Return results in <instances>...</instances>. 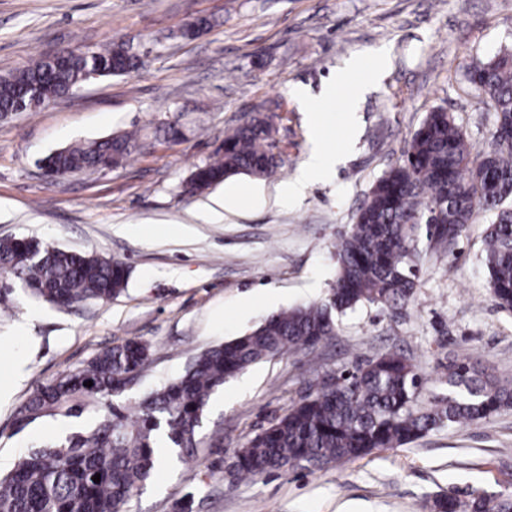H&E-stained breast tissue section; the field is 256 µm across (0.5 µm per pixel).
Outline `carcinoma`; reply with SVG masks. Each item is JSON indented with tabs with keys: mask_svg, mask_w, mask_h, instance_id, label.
<instances>
[{
	"mask_svg": "<svg viewBox=\"0 0 512 512\" xmlns=\"http://www.w3.org/2000/svg\"><path fill=\"white\" fill-rule=\"evenodd\" d=\"M137 68L119 45L89 57L52 65L43 57L0 77V110L31 111L68 94L83 72L121 75ZM471 87L494 104L495 146L472 154L454 117L428 112L406 141L400 160L372 184L354 224L335 245L336 278L324 303L296 306L268 317L229 342L194 356L184 374L128 406L114 400L125 381L141 375L150 348L137 340L105 348L84 367L38 384L17 410L24 429L45 416L79 417L103 412L97 425L61 443L38 446L0 476V512H125L135 491L159 463V444L192 456L196 430L211 395L224 382L268 358L310 351L336 335L333 313L360 304L382 309L412 300L426 255L412 247L425 225L429 249L451 245L479 207L490 215L484 262L497 305L512 311V48L470 65ZM276 128L255 115L224 133L213 159L196 167L190 192H203L239 173L271 176ZM137 147L132 133L75 142L42 159L62 174L125 162ZM0 299L16 278L33 296L67 308L104 301L127 286L125 265L95 254L69 251L36 239L0 240ZM448 396L418 403L429 382L426 371L399 353H386L310 386L298 401L235 451L243 479L295 468V461L321 469L399 448L445 423H475L512 407V384L479 369L467 355L444 365ZM92 381L93 385L85 386ZM100 475V482L93 476ZM437 512H512V494L474 490L435 501Z\"/></svg>",
	"mask_w": 512,
	"mask_h": 512,
	"instance_id": "obj_1",
	"label": "carcinoma"
}]
</instances>
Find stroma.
<instances>
[{
    "mask_svg": "<svg viewBox=\"0 0 512 512\" xmlns=\"http://www.w3.org/2000/svg\"><path fill=\"white\" fill-rule=\"evenodd\" d=\"M208 19L199 35L184 25ZM119 43L138 69L81 83L33 112L0 119V239L32 237L125 263L118 297L60 308L15 284L0 312V475L29 449L87 428L93 415L51 416L18 429L33 388L136 339L150 359L122 399L179 378L198 353L241 336L283 309L325 300L337 239L373 182L401 156L427 112L444 107L474 151L488 148L495 112L469 88L466 66L512 47V0H0V75L32 57ZM386 52L389 67L373 62ZM313 109H306V102ZM270 112L282 163L269 178L238 174L201 193L186 184L227 129ZM174 122L179 143L163 128ZM138 132L123 165L49 179L37 166L75 141ZM339 156L283 196L314 147ZM237 187L262 190L255 208L219 221L206 205ZM489 222L475 209L451 250L428 256L416 301L395 312L361 306L309 352L254 365L216 390L200 439L224 434L222 463L208 448L158 467L127 512H433L448 492H512V408L477 423H447L417 441L333 467H297L248 480L236 448L312 383L391 349L429 373L423 399L445 396L440 368L465 350L512 382V312L499 309L482 262ZM28 373L15 382V360Z\"/></svg>",
    "mask_w": 512,
    "mask_h": 512,
    "instance_id": "1",
    "label": "stroma"
}]
</instances>
